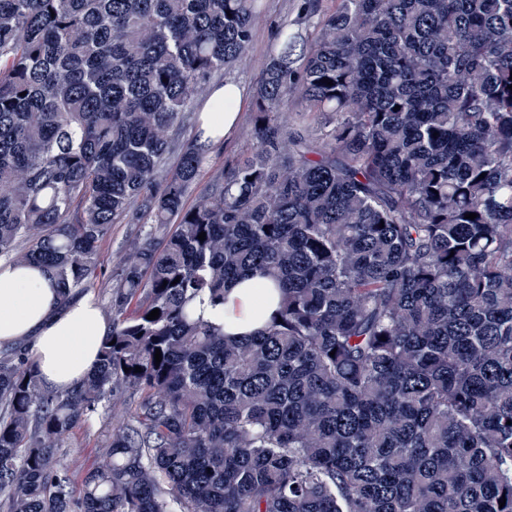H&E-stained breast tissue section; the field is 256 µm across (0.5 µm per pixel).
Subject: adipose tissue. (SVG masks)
Instances as JSON below:
<instances>
[{
	"mask_svg": "<svg viewBox=\"0 0 512 512\" xmlns=\"http://www.w3.org/2000/svg\"><path fill=\"white\" fill-rule=\"evenodd\" d=\"M245 95L236 82H225L214 99L231 101L227 112H202L199 141L217 144L237 124L238 106ZM278 289L259 277L229 286L224 306H197L205 319L223 325L230 336H249L261 330L276 307ZM111 324L92 296L61 303L50 270L0 261V342H25L44 385L55 391L74 388L97 366L99 348Z\"/></svg>",
	"mask_w": 512,
	"mask_h": 512,
	"instance_id": "obj_1",
	"label": "adipose tissue"
}]
</instances>
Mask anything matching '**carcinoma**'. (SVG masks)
<instances>
[{
	"label": "carcinoma",
	"instance_id": "1",
	"mask_svg": "<svg viewBox=\"0 0 512 512\" xmlns=\"http://www.w3.org/2000/svg\"><path fill=\"white\" fill-rule=\"evenodd\" d=\"M261 15L0 0V256L66 303L138 225L93 373L58 393L0 350V512H512V0H305L253 152L189 207L209 148L183 131ZM251 270L282 297L235 339L194 304ZM119 387L133 419L73 471ZM140 393L132 390H118L112 397V419L108 415H95L82 422L67 437L61 448L65 462L76 472H82L94 465L115 420L129 416L134 410Z\"/></svg>",
	"mask_w": 512,
	"mask_h": 512
}]
</instances>
